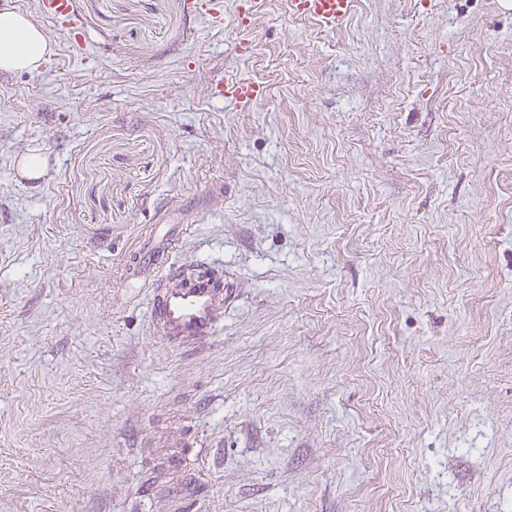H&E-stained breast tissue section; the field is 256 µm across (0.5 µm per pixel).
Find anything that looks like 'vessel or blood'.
Instances as JSON below:
<instances>
[{
	"label": "vessel or blood",
	"mask_w": 512,
	"mask_h": 512,
	"mask_svg": "<svg viewBox=\"0 0 512 512\" xmlns=\"http://www.w3.org/2000/svg\"><path fill=\"white\" fill-rule=\"evenodd\" d=\"M292 14L336 25L352 12L354 0H288ZM192 11L208 17L212 26H222L223 0H190ZM40 11L58 25L67 28L76 45H84L85 34L76 10V0H40ZM224 98L247 109L261 98L262 85L254 80H235L220 87ZM174 242L162 243L150 259L156 276L151 284L150 313L161 334L173 344L201 342L212 336L217 327L220 294L224 287L221 275L201 267L190 287H183L182 266L174 257Z\"/></svg>",
	"instance_id": "obj_1"
}]
</instances>
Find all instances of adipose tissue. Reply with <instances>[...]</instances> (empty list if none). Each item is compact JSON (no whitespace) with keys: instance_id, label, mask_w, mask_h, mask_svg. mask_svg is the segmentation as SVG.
<instances>
[{"instance_id":"obj_1","label":"adipose tissue","mask_w":512,"mask_h":512,"mask_svg":"<svg viewBox=\"0 0 512 512\" xmlns=\"http://www.w3.org/2000/svg\"><path fill=\"white\" fill-rule=\"evenodd\" d=\"M52 53V43L26 14L0 8V71H39Z\"/></svg>"}]
</instances>
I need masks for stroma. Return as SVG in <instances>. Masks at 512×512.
I'll return each instance as SVG.
<instances>
[{
    "label": "stroma",
    "instance_id": "stroma-1",
    "mask_svg": "<svg viewBox=\"0 0 512 512\" xmlns=\"http://www.w3.org/2000/svg\"><path fill=\"white\" fill-rule=\"evenodd\" d=\"M187 3L77 0L79 54L0 0L54 45L0 72V512H512V0ZM167 234L235 290L200 344ZM190 7L195 13L208 17L213 27H223L224 2L222 0H191ZM288 5L294 15L336 25L351 14L354 0H289ZM224 99L240 109H249L263 95V87L254 80H235L222 84ZM46 157L33 149L24 154L17 162V171L23 180L43 179L46 173ZM174 247V241L162 243L150 259L156 273L150 313L170 343H200L215 333L224 281L217 271L198 265L191 286L179 287L184 277L182 265L172 256Z\"/></svg>",
    "mask_w": 512,
    "mask_h": 512
}]
</instances>
